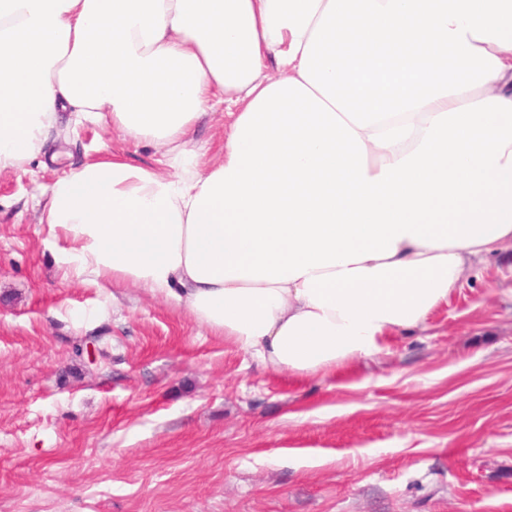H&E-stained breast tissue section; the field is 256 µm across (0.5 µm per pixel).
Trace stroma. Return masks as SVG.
<instances>
[{
	"label": "stroma",
	"mask_w": 512,
	"mask_h": 512,
	"mask_svg": "<svg viewBox=\"0 0 512 512\" xmlns=\"http://www.w3.org/2000/svg\"><path fill=\"white\" fill-rule=\"evenodd\" d=\"M104 148L158 158L87 124L0 174V512H512V247L373 359L276 375L63 278L34 187Z\"/></svg>",
	"instance_id": "35a3bbf8"
}]
</instances>
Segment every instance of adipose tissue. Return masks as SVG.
Returning <instances> with one entry per match:
<instances>
[{
	"instance_id": "1",
	"label": "adipose tissue",
	"mask_w": 512,
	"mask_h": 512,
	"mask_svg": "<svg viewBox=\"0 0 512 512\" xmlns=\"http://www.w3.org/2000/svg\"><path fill=\"white\" fill-rule=\"evenodd\" d=\"M87 122L159 164L37 186L64 278L275 373L375 357L512 244V0H0V173ZM229 121L226 115H208L196 127L193 137L199 146L204 147L205 154L201 157L203 164H211L216 160L218 146L224 139Z\"/></svg>"
}]
</instances>
